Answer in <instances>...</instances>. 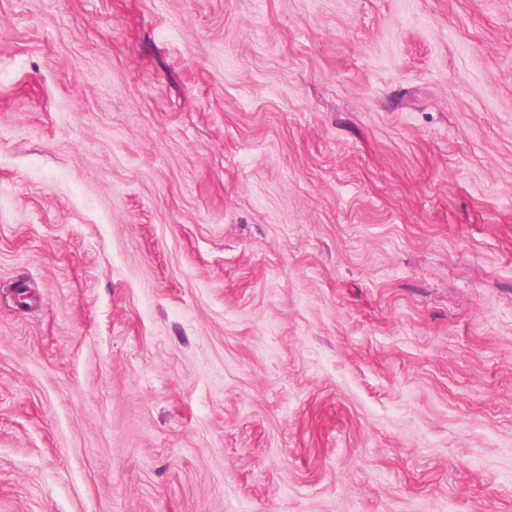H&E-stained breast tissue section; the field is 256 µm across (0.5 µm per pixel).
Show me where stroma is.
Listing matches in <instances>:
<instances>
[{
    "mask_svg": "<svg viewBox=\"0 0 512 512\" xmlns=\"http://www.w3.org/2000/svg\"><path fill=\"white\" fill-rule=\"evenodd\" d=\"M0 512H512V0H0Z\"/></svg>",
    "mask_w": 512,
    "mask_h": 512,
    "instance_id": "35a3bbf8",
    "label": "stroma"
}]
</instances>
